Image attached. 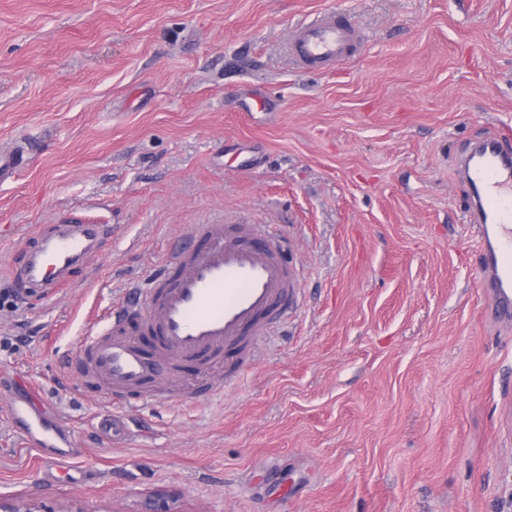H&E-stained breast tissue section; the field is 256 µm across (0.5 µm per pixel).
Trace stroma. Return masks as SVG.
<instances>
[{
    "instance_id": "stroma-1",
    "label": "stroma",
    "mask_w": 512,
    "mask_h": 512,
    "mask_svg": "<svg viewBox=\"0 0 512 512\" xmlns=\"http://www.w3.org/2000/svg\"><path fill=\"white\" fill-rule=\"evenodd\" d=\"M347 13L322 74L292 26ZM512 125V0H0V500L41 512H512V324L494 322L458 162ZM111 224L57 297L12 271L49 224ZM265 224L301 271L242 362L153 404L64 369L193 224ZM35 387L83 456L51 479L3 415ZM124 419L114 442L99 422ZM361 44V33L345 13L325 12L296 25L287 50L302 69L325 72L357 52Z\"/></svg>"
}]
</instances>
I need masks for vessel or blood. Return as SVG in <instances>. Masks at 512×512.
Listing matches in <instances>:
<instances>
[{
    "label": "vessel or blood",
    "instance_id": "obj_1",
    "mask_svg": "<svg viewBox=\"0 0 512 512\" xmlns=\"http://www.w3.org/2000/svg\"><path fill=\"white\" fill-rule=\"evenodd\" d=\"M361 44L346 14L325 12L296 25L287 50L302 69L325 72ZM504 140L498 134L478 142L459 167L475 192L467 218L480 244L478 282L506 321L512 319V151ZM255 234L252 225H196V245L174 250L146 287L131 291L146 301L143 323L156 338L155 354L147 355L127 331L132 313L123 306L83 328L68 370L81 385L109 391L113 402L134 394L149 403L164 384L165 366L201 361L270 335L299 282L283 259L281 237L259 240ZM111 235L108 224L49 225L14 277L25 288L57 293ZM6 420L47 467H69L81 455L63 419L46 413L34 396L12 398Z\"/></svg>",
    "mask_w": 512,
    "mask_h": 512
}]
</instances>
